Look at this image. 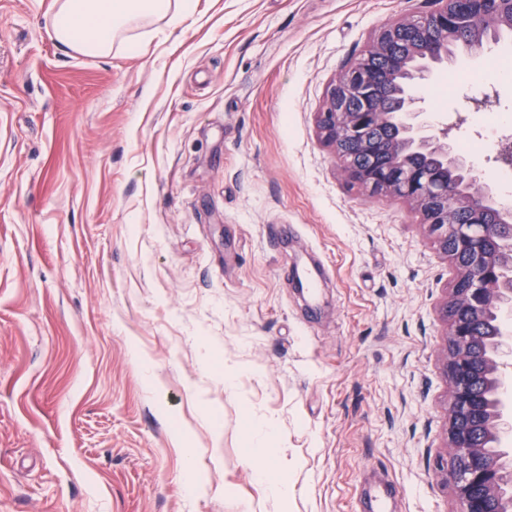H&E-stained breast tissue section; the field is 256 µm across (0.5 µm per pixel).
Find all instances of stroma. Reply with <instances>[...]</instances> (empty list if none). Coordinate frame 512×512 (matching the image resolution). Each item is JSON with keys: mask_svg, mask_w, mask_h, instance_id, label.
I'll list each match as a JSON object with an SVG mask.
<instances>
[{"mask_svg": "<svg viewBox=\"0 0 512 512\" xmlns=\"http://www.w3.org/2000/svg\"><path fill=\"white\" fill-rule=\"evenodd\" d=\"M197 2L139 54L93 57L54 39L55 0H0V512H360L374 474L403 490L391 512H456L454 268L413 206L349 186L314 123L374 30L435 0ZM493 57L512 33L415 94L482 142L456 154L499 197L501 143L468 118L512 113ZM313 256L310 320L292 272ZM283 458L276 501L259 473Z\"/></svg>", "mask_w": 512, "mask_h": 512, "instance_id": "stroma-1", "label": "stroma"}]
</instances>
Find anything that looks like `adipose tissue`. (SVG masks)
<instances>
[{
  "label": "adipose tissue",
  "instance_id": "adipose-tissue-1",
  "mask_svg": "<svg viewBox=\"0 0 512 512\" xmlns=\"http://www.w3.org/2000/svg\"><path fill=\"white\" fill-rule=\"evenodd\" d=\"M194 10L195 0H59L52 28L59 43L83 55L135 54L141 41L134 27L162 21L175 29Z\"/></svg>",
  "mask_w": 512,
  "mask_h": 512
}]
</instances>
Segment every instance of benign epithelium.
<instances>
[{
	"mask_svg": "<svg viewBox=\"0 0 512 512\" xmlns=\"http://www.w3.org/2000/svg\"><path fill=\"white\" fill-rule=\"evenodd\" d=\"M433 11L415 14L376 31L361 65L346 69L326 89L322 109L315 114L321 139L333 149L353 140L365 152L376 150L367 132L376 122H392L403 134L404 151L423 152L452 166L472 185L462 193L453 181L401 159L392 166L360 170L341 167L344 177L370 194L396 197L419 210L423 223L437 239L451 237L455 253L467 264L456 266L451 299L446 306L450 326L447 372L452 388L448 450L449 478L455 485L458 512H502L501 504L512 499V468L509 453L502 448L512 435V399L505 396L503 378L512 366V338L500 331L490 337L485 353L473 356L470 346L477 340L471 320L484 313L501 316L512 310V211L500 206L494 195L475 186L477 179L464 161L451 153L445 133L434 134L411 111L420 102L413 95L417 81L429 63L448 59L446 47L458 33L478 19L492 15L494 29L477 31L470 53L503 29L512 31V0H439ZM397 44L406 58L409 80L400 94L399 111L386 113L378 106L383 78L371 66V55ZM355 98L362 108L349 110L339 101ZM457 211L467 215L454 221ZM478 376L494 381L490 397L475 395L472 383ZM487 432L491 447L477 444L475 434Z\"/></svg>",
	"mask_w": 512,
	"mask_h": 512,
	"instance_id": "benign-epithelium-1",
	"label": "benign epithelium"
}]
</instances>
